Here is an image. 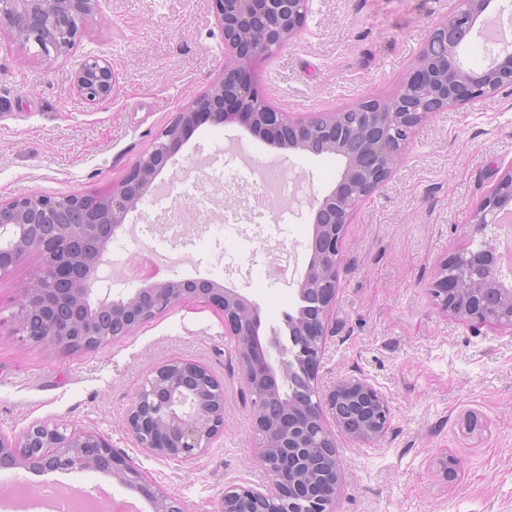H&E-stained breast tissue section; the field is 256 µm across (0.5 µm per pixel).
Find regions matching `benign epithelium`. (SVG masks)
Returning <instances> with one entry per match:
<instances>
[{
	"label": "benign epithelium",
	"instance_id": "obj_1",
	"mask_svg": "<svg viewBox=\"0 0 512 512\" xmlns=\"http://www.w3.org/2000/svg\"><path fill=\"white\" fill-rule=\"evenodd\" d=\"M213 3L224 36V76L177 113L108 193L62 202L43 195L0 202V276L31 252L41 254L43 263L24 289L14 320L31 341L65 353L105 346L180 302L199 300L219 309L235 343L241 385L250 396L269 486L262 492L228 485L216 512H330L339 488V460L325 415L365 444L381 438L391 420L388 398L368 378L347 376L326 392L318 383L345 227L360 203L388 179L430 114L512 88L511 48L498 51L480 71L460 60V49L481 32L485 15H501L505 6L498 0H455L452 11L431 25L417 64L394 96L292 118L259 98L249 70L297 35L309 0ZM98 5L99 0H0V31L35 44L46 56L65 55ZM74 86L88 104L110 98V62L86 57L74 73ZM202 120L238 122L276 148L329 152L343 161L336 187L312 207L311 256L297 288L300 305L284 315V329L270 328L264 344L255 304L234 288L211 279H161L114 300L112 283L100 274L112 264V238L127 214L182 146L188 129ZM507 212L512 213V164L471 215L468 245L444 259L436 272L435 298L475 332L487 323L512 329V287L502 282L494 232ZM63 268L75 272L69 288L59 284ZM127 426L153 455L193 459L223 433L224 384L203 365L174 358L149 371L128 410ZM83 461L112 474L121 487L138 490L151 500L153 512H185L179 500L149 483L95 431L48 420L28 429L19 445L0 434L1 471L19 466L38 473L83 470Z\"/></svg>",
	"mask_w": 512,
	"mask_h": 512
}]
</instances>
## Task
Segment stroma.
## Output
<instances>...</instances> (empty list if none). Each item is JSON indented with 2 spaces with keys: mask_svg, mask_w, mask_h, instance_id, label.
I'll return each instance as SVG.
<instances>
[{
  "mask_svg": "<svg viewBox=\"0 0 512 512\" xmlns=\"http://www.w3.org/2000/svg\"><path fill=\"white\" fill-rule=\"evenodd\" d=\"M452 0H310L298 36L258 62L252 78L294 116L389 97L414 66L430 25ZM112 65L110 99L77 94L87 56ZM224 70V36L210 0H101L68 55L44 57L0 31V201L20 195H92L120 183L154 138ZM279 164L280 221L255 222L218 183L253 181ZM512 165V89L432 114L383 185L345 228L339 290L319 381L365 375L389 398L392 419L367 445L337 433L341 489L332 512H512V330L473 334L430 293L441 260L465 243L473 210ZM333 154L278 149L236 123L198 127L158 175L159 191L128 214L112 256L133 248L166 279L207 278L258 308L260 336L294 310L296 290L265 276L289 265L302 279L313 225L310 200L336 186ZM211 197L215 216L237 212L223 233L190 242L161 229L187 188ZM33 252L0 277V432L18 436L55 420L102 434L186 512H216L225 485L266 489L250 426V400L223 314L186 301L106 347L65 354L14 332ZM181 357L224 384V432L189 461L138 448L126 416L150 369ZM452 458L442 474L436 462Z\"/></svg>",
  "mask_w": 512,
  "mask_h": 512,
  "instance_id": "1",
  "label": "stroma"
}]
</instances>
